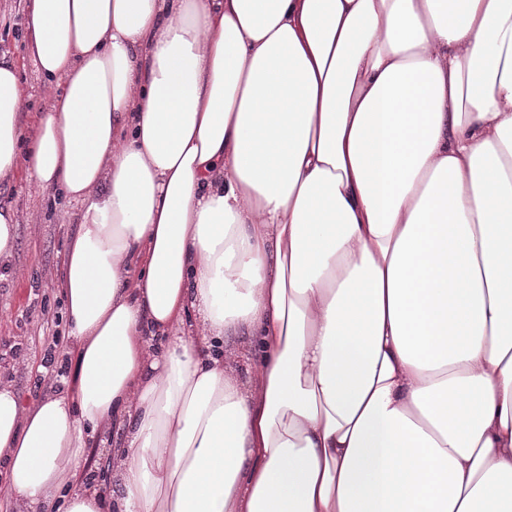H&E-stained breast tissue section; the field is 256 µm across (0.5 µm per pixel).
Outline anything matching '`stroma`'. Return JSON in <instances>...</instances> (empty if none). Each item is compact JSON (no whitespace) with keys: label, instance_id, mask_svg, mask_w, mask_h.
<instances>
[{"label":"stroma","instance_id":"1","mask_svg":"<svg viewBox=\"0 0 512 512\" xmlns=\"http://www.w3.org/2000/svg\"><path fill=\"white\" fill-rule=\"evenodd\" d=\"M28 0H0V60L16 65L25 93V127H34L52 95L30 56ZM56 192L41 187L25 168L0 182V205L18 215L17 248L0 260V381L12 384L23 405L59 392L69 371L70 341L57 276L68 237L75 231L77 205L60 216ZM55 363L35 372L46 353Z\"/></svg>","mask_w":512,"mask_h":512}]
</instances>
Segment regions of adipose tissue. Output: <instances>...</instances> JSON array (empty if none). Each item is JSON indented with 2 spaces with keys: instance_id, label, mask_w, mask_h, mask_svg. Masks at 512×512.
Masks as SVG:
<instances>
[{
  "instance_id": "obj_1",
  "label": "adipose tissue",
  "mask_w": 512,
  "mask_h": 512,
  "mask_svg": "<svg viewBox=\"0 0 512 512\" xmlns=\"http://www.w3.org/2000/svg\"><path fill=\"white\" fill-rule=\"evenodd\" d=\"M29 10L55 93L26 131L0 61V180L80 206L75 354L66 394L0 383V494L512 512V0ZM83 466L86 471L91 474L90 476L94 478L105 491L110 489L108 474L106 478L104 472V469L107 471L104 460L96 448H89L86 450L83 458Z\"/></svg>"
}]
</instances>
